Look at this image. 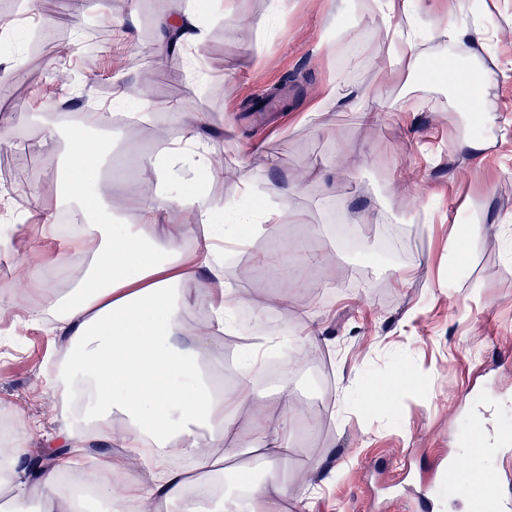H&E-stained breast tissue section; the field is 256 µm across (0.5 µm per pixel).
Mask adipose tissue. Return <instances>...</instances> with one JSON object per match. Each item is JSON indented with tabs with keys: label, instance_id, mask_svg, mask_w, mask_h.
Listing matches in <instances>:
<instances>
[{
	"label": "adipose tissue",
	"instance_id": "ef3b65f1",
	"mask_svg": "<svg viewBox=\"0 0 512 512\" xmlns=\"http://www.w3.org/2000/svg\"><path fill=\"white\" fill-rule=\"evenodd\" d=\"M432 0H369V13L385 23L377 49L351 42L354 59L386 54L394 62H426L448 75L454 91L465 94L482 124L499 117L486 106L496 74L474 79L460 58L482 62L499 34L490 13L470 17L449 0L448 21L434 39L448 45L444 57H426L414 16ZM403 22H394L395 14ZM159 61L170 49H185L205 38L196 11L157 20ZM148 119L144 112H68L59 135L66 147L59 157L56 205L76 223L85 263L67 284L31 279L41 304L27 310V321L42 324L52 315L59 341V373L64 426L49 454L34 460L22 444L0 454L9 478L0 483L8 512H81V502L58 490L62 474L94 459L95 490L102 498L119 493L123 512H286V502L305 476L281 480L275 466L291 452L288 424L299 419L288 395L277 402L255 391L252 374L272 346L258 336L237 382L218 389L212 361L223 354L238 307L251 304L249 289L226 281L223 253L273 235L283 214L264 204L233 209V221L218 224L208 194H174L182 165L223 177L203 129L211 118L190 113L175 137L141 158L153 182L136 183L126 195L108 197L99 186L111 180L107 155L113 125L131 129ZM194 214L197 224L174 221V211ZM206 312L205 322L188 323V308ZM260 459L267 474L233 485L224 482V463Z\"/></svg>",
	"mask_w": 512,
	"mask_h": 512
}]
</instances>
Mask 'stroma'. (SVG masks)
<instances>
[{
	"label": "stroma",
	"instance_id": "35a3bbf8",
	"mask_svg": "<svg viewBox=\"0 0 512 512\" xmlns=\"http://www.w3.org/2000/svg\"><path fill=\"white\" fill-rule=\"evenodd\" d=\"M501 29L493 53L505 71L487 103L510 122L495 130V146L480 160L453 154L467 118L445 83L423 80L426 63L402 64L390 78L387 57L349 71L345 56L326 38L336 22L334 0H183L207 26L204 42L172 61L179 89L163 94L151 84L152 112L165 126L139 127L112 150V164L130 181L145 180L139 153L154 150L179 131L187 112H207L206 136L224 178L208 185L215 206L241 204L244 186L255 202L300 211L304 222L280 224L276 237L224 256V276L268 303L263 320L274 331L293 329L285 355L298 362L287 375L258 373L256 389H289L304 420L294 423V448L282 472H308L305 503L312 512H420V473L460 459V430L474 414L505 438L491 459L504 498L512 497V0H486ZM270 27L250 23L270 9ZM167 0H83L73 15L68 0H17L0 10L14 20L19 41L0 42V235L13 215L26 218L0 252V298L15 311L38 303L25 286L32 247L66 265L82 260L78 244L45 238L42 224L57 218L55 169L63 149L39 94L56 85L83 98L96 82L97 100L111 101L117 84H141L131 57L152 55L155 20ZM135 16L130 36L113 34L111 67L83 55L76 41L48 54L39 66L15 67L17 45L37 32L103 25ZM371 86L383 107L377 121H360L350 101L322 103L339 80ZM407 101L414 114L392 106ZM316 117H309L312 105ZM363 159L349 168L346 154ZM480 227L470 251L456 255L457 225ZM288 249L298 275L280 287L268 263ZM323 342L300 333L307 319ZM57 346L46 330L0 314V420L32 421L24 446L34 457L63 423L59 395L46 366ZM411 377L395 413L369 410L360 392L369 382Z\"/></svg>",
	"mask_w": 512,
	"mask_h": 512
}]
</instances>
